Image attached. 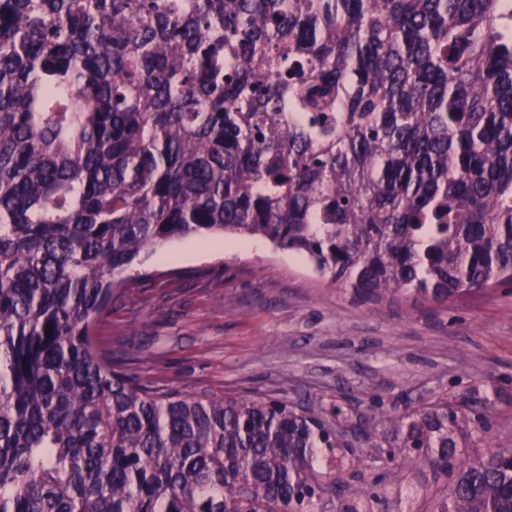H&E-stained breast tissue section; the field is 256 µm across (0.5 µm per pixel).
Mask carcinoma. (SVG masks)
<instances>
[{
  "label": "carcinoma",
  "instance_id": "carcinoma-1",
  "mask_svg": "<svg viewBox=\"0 0 512 512\" xmlns=\"http://www.w3.org/2000/svg\"><path fill=\"white\" fill-rule=\"evenodd\" d=\"M221 235L373 304L512 283V0H0V512H319L330 476L388 512L324 421L100 349L141 254ZM484 419L408 406L384 452L512 512V448L462 458Z\"/></svg>",
  "mask_w": 512,
  "mask_h": 512
}]
</instances>
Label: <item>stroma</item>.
I'll return each mask as SVG.
<instances>
[{"label": "stroma", "mask_w": 512, "mask_h": 512, "mask_svg": "<svg viewBox=\"0 0 512 512\" xmlns=\"http://www.w3.org/2000/svg\"><path fill=\"white\" fill-rule=\"evenodd\" d=\"M251 251L190 236L128 270L133 284L98 329L135 383L199 396L272 395L345 429L336 457L361 455L389 489L422 483L435 512L443 479L363 445L358 424L407 404L479 397L489 428L472 453L512 448V285L434 305L370 304L306 258L251 239ZM342 417H335V409Z\"/></svg>", "instance_id": "35a3bbf8"}]
</instances>
